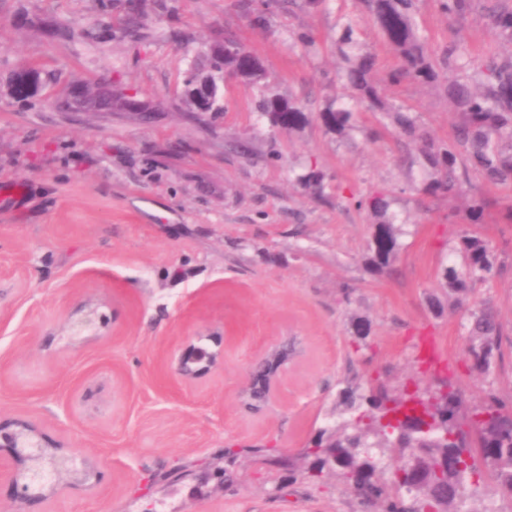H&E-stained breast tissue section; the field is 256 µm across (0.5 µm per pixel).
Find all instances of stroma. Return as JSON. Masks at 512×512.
<instances>
[{"mask_svg":"<svg viewBox=\"0 0 512 512\" xmlns=\"http://www.w3.org/2000/svg\"><path fill=\"white\" fill-rule=\"evenodd\" d=\"M125 2L101 12L98 0H0V79L23 64L47 75L30 101L0 97V189L18 191L0 199V422L30 423L90 472L78 488L59 480L40 512H371L337 471L309 477L298 455L336 425L346 385L436 389L426 337L449 356L464 409L492 396L512 409V188L479 183L478 225L463 199L418 193L416 146L356 107L337 77L348 26L377 73L396 63L352 0L276 9L262 26L245 0H141L139 42L118 24ZM415 25L433 53L453 40L467 53L507 50L480 10L452 20L422 0ZM227 29L263 61L273 92L312 113L356 108L358 130L339 139L315 120L281 132L256 112L258 88L233 78L222 114L189 117L192 53ZM105 72L156 105L151 120L57 111L71 84ZM385 93L447 140L455 117L443 85ZM312 162L326 175L315 196L296 181ZM376 191L406 229L390 273L364 266L374 227L349 203ZM469 231L500 267L469 303L491 304L503 333L482 372L467 356L469 305L449 307L441 277ZM90 311L96 326L74 335ZM284 343L294 354L249 408L256 366ZM191 345L216 361L183 380L174 366ZM222 466L231 482L213 478Z\"/></svg>","mask_w":512,"mask_h":512,"instance_id":"35a3bbf8","label":"stroma"}]
</instances>
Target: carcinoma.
Returning <instances> with one entry per match:
<instances>
[{
  "label": "carcinoma",
  "mask_w": 512,
  "mask_h": 512,
  "mask_svg": "<svg viewBox=\"0 0 512 512\" xmlns=\"http://www.w3.org/2000/svg\"><path fill=\"white\" fill-rule=\"evenodd\" d=\"M476 2L436 0L438 9L455 19L468 16ZM419 3L420 0H354L396 52L398 64L380 80L375 75L374 58L360 55L348 72L349 87L369 110L387 114L401 136L420 144L423 160L431 169V178L422 186V193L434 198H466L470 221L479 224L487 202L473 189L471 174L480 175L491 185L512 183V55L487 61L474 56L465 62L457 43L451 41L438 58H432L414 24ZM141 16L140 0H128L121 24L135 40L145 38ZM487 18L498 37L512 42V7L494 4L487 11ZM216 40L224 42V64H219L203 48L195 53L187 72L210 73L222 69L228 75L259 86L256 111L281 131L297 132L309 123L311 113L294 100L270 90L268 73L251 72L249 61L254 55L244 44L227 33ZM443 72L457 74L446 88L456 120L451 138L439 144L418 117L395 109L383 97L380 82L434 84ZM111 87L112 82L106 76L94 83L76 85L82 97L97 98L103 107L110 106L114 112L127 111L123 93L113 92ZM318 119L327 131L340 138L357 127L356 113L346 107H329L318 113ZM325 178V173L312 165L297 181L304 189L317 194ZM355 204L378 218L363 263L368 270L380 273L395 260L402 228L387 216L389 202L385 195L358 197ZM455 254L456 261L444 268L442 278L460 301L476 285L491 279L499 268L485 241L473 233L460 236ZM468 332L472 336L468 349L472 367L482 371L499 349L501 326L493 309L485 305L472 310ZM290 352V346L285 344L273 358L256 368L249 391L252 401L264 400L270 375L288 359ZM340 396L346 409L364 406L366 410L348 423L320 432L313 447L305 452L307 472L319 475L328 459L336 456V469L349 487L358 490L360 502L373 505L380 512H421L426 507L433 512H456V502L469 496L470 487L478 484L484 474L494 484L496 494L512 499V411L497 399L490 398L465 417L461 414L462 400L458 393L438 392L434 398L422 402V406L444 412L448 418L438 421L437 430L420 438L391 433L380 421L385 402L402 405L413 397L394 396L386 384L378 381L370 383L366 395L360 396L348 386L341 390ZM361 448H382L383 457L362 454ZM408 448L427 449L438 469L420 492L419 508L407 504V494L399 478L390 482L378 478L382 458L400 461Z\"/></svg>",
  "instance_id": "carcinoma-1"
}]
</instances>
